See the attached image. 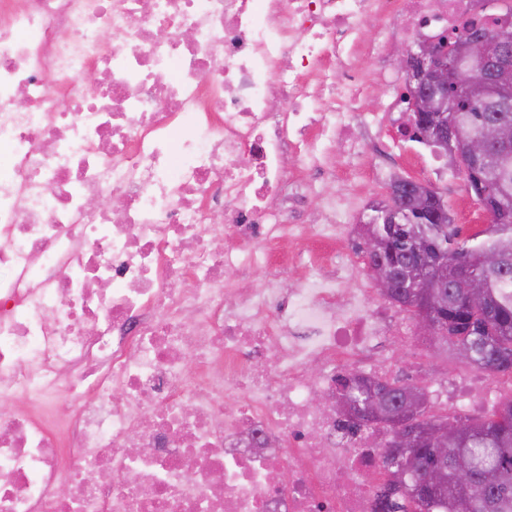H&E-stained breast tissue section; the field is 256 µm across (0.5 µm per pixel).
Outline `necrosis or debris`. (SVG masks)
Segmentation results:
<instances>
[{"instance_id": "4bbe7bcc", "label": "necrosis or debris", "mask_w": 512, "mask_h": 512, "mask_svg": "<svg viewBox=\"0 0 512 512\" xmlns=\"http://www.w3.org/2000/svg\"><path fill=\"white\" fill-rule=\"evenodd\" d=\"M473 15L472 0H0V512H375L380 433L314 403L344 373L385 374L411 330L354 260L310 249L343 245L348 210L329 196L324 223L292 224L283 205L292 173L325 179L332 144L364 154V127L396 140L338 103L367 93L364 63L401 22L434 40ZM274 264L297 287H247ZM419 386L490 413L512 377Z\"/></svg>"}]
</instances>
